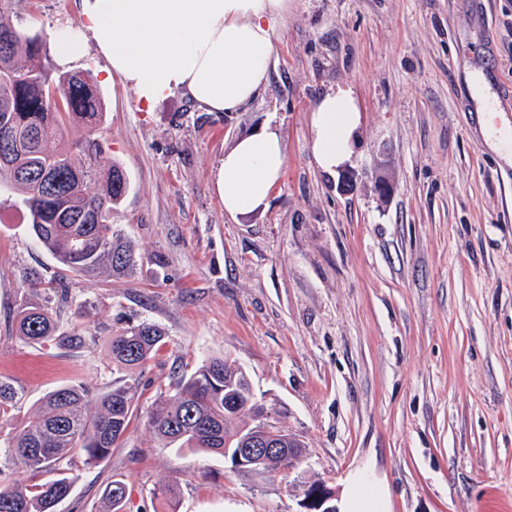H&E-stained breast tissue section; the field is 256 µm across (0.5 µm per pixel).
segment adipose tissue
I'll return each mask as SVG.
<instances>
[{
    "instance_id": "ef3b65f1",
    "label": "adipose tissue",
    "mask_w": 512,
    "mask_h": 512,
    "mask_svg": "<svg viewBox=\"0 0 512 512\" xmlns=\"http://www.w3.org/2000/svg\"><path fill=\"white\" fill-rule=\"evenodd\" d=\"M289 0H82L80 35L107 62V78L150 105L182 93L210 112H233L260 92L274 54L273 34ZM311 154L328 175L350 165L360 114L351 91L337 88L314 107ZM287 166L284 140L265 125L225 150L215 173L224 211L247 218L266 207ZM344 512H388L364 472L344 490Z\"/></svg>"
}]
</instances>
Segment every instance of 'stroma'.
<instances>
[{"label":"stroma","mask_w":512,"mask_h":512,"mask_svg":"<svg viewBox=\"0 0 512 512\" xmlns=\"http://www.w3.org/2000/svg\"><path fill=\"white\" fill-rule=\"evenodd\" d=\"M17 28L54 46L80 0H14ZM84 41L72 71L99 80L104 114L62 139L94 136L125 173L112 223L133 242L122 276L100 269L55 284L58 265L0 193V376L22 395L11 424L57 386L123 384L114 330L158 324L165 340L137 375V413L111 456L76 467L58 512H99L112 478L121 512H160L151 491L179 487V512H299L287 475L234 473L223 458L161 447L146 421L160 391L202 359L226 356L307 448L304 481L343 490L372 466L390 512H512V0H292L274 32L260 94L209 112L181 93L140 104ZM495 95L482 112L472 77ZM351 89L362 113L341 193L310 152L311 112ZM271 123L287 166L267 209L224 212L214 175L236 138ZM394 184L374 190L377 164ZM30 301L62 328L64 348L25 344L12 313ZM127 496V484L123 479L110 481L102 494L103 509L99 512H121Z\"/></svg>","instance_id":"obj_1"}]
</instances>
